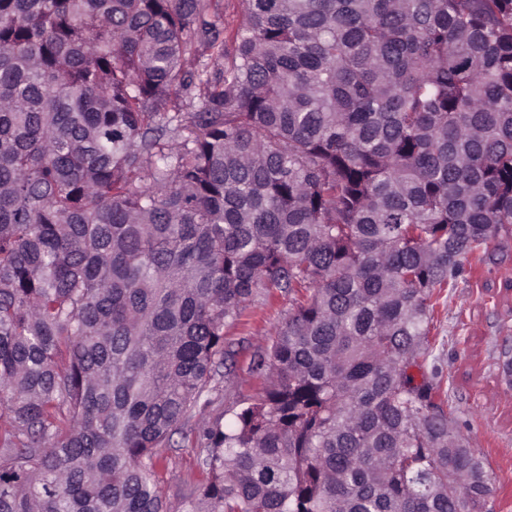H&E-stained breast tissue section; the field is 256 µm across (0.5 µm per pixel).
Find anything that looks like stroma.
<instances>
[{"label": "stroma", "mask_w": 512, "mask_h": 512, "mask_svg": "<svg viewBox=\"0 0 512 512\" xmlns=\"http://www.w3.org/2000/svg\"><path fill=\"white\" fill-rule=\"evenodd\" d=\"M503 263L483 267L478 279L460 281L439 309L434 354L444 368L448 392L458 408L462 433L487 457L496 479L488 512H512V374L503 370V350H512V239L503 242ZM288 309L287 297L256 301L226 332L244 343L237 373L266 343ZM159 478L170 507H177L184 481L198 477L195 445L163 449Z\"/></svg>", "instance_id": "1"}]
</instances>
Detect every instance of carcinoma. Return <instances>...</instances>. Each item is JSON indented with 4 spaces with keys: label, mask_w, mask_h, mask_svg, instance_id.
Masks as SVG:
<instances>
[{
    "label": "carcinoma",
    "mask_w": 512,
    "mask_h": 512,
    "mask_svg": "<svg viewBox=\"0 0 512 512\" xmlns=\"http://www.w3.org/2000/svg\"><path fill=\"white\" fill-rule=\"evenodd\" d=\"M505 237L512 0H0V512H169L221 383L179 512H483L430 358ZM288 310V298L277 297L268 301L260 298L247 311L241 321L226 331V338L245 340V349L237 357V373L240 378L248 379L247 365L253 352L266 343L274 327L283 320ZM180 448H161L165 460L159 469V478L164 486L168 505L175 510L178 507L180 487L187 480L199 478L195 465V445L192 442L182 444Z\"/></svg>",
    "instance_id": "obj_1"
}]
</instances>
